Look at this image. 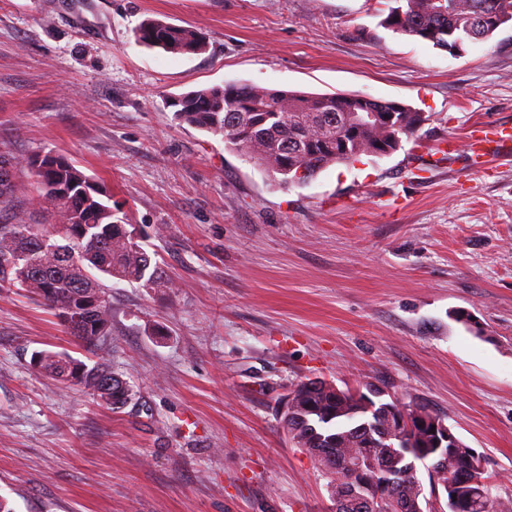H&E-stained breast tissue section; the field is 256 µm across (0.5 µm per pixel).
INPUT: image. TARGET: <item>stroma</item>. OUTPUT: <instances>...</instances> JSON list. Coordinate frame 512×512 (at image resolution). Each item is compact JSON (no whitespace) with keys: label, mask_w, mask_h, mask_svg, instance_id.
I'll return each instance as SVG.
<instances>
[{"label":"stroma","mask_w":512,"mask_h":512,"mask_svg":"<svg viewBox=\"0 0 512 512\" xmlns=\"http://www.w3.org/2000/svg\"><path fill=\"white\" fill-rule=\"evenodd\" d=\"M396 0H0V155H61L103 184L173 292L113 282L115 411L39 372L91 355L42 303L0 288V497L13 512H329L281 428L292 383L365 382L429 405L512 497V22L458 54L382 25ZM160 19L206 47L140 43ZM411 105L392 154L279 184L172 102L226 82ZM464 146L471 165L480 166L495 153L512 150V126L476 125L466 134Z\"/></svg>","instance_id":"stroma-1"}]
</instances>
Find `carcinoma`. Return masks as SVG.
<instances>
[{"label": "carcinoma", "instance_id": "1", "mask_svg": "<svg viewBox=\"0 0 512 512\" xmlns=\"http://www.w3.org/2000/svg\"><path fill=\"white\" fill-rule=\"evenodd\" d=\"M483 18L486 27L474 29ZM512 21V0H401L381 21L384 27L446 49L451 39L487 41L495 22ZM138 40L171 53H198L205 43L190 28L157 19L146 20ZM175 118L182 124L221 136L282 182L298 180L335 165L366 156H386L400 148L425 121L423 113L396 101L354 94L313 95L275 90L247 83L204 88L175 99ZM374 119L358 123L362 113ZM18 162L0 158V207L8 212L0 223V288H19L35 295L95 357L91 365L67 354L40 351L33 364L65 385H80L113 410L134 397L133 386L112 370V309L103 280L138 283L144 288L172 289L156 255L149 254L115 217L106 192L76 165L55 154L27 161L37 178V199L55 212L54 224L26 223V208L15 204L14 169ZM296 410L286 423L288 439L307 451L328 478L331 501L343 494L349 465L360 456L397 467L388 492L390 501L379 512H395L403 504L414 512L423 481L418 472L401 468L411 448H391L384 439L382 418L372 416L358 391L342 396L328 387L300 380L291 386ZM443 469L427 474L437 485L448 512H512V498L491 492L486 470L477 468L473 449L433 451Z\"/></svg>", "mask_w": 512, "mask_h": 512}]
</instances>
